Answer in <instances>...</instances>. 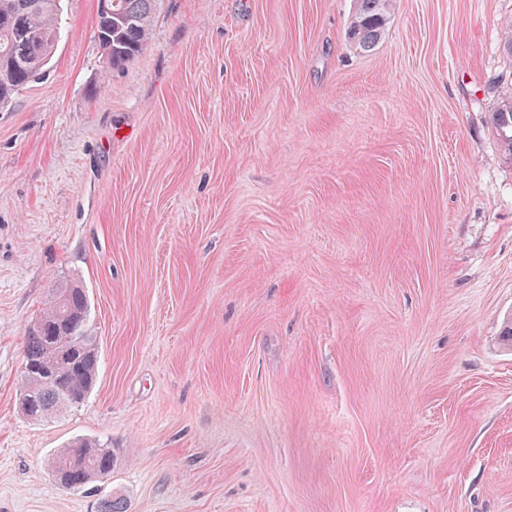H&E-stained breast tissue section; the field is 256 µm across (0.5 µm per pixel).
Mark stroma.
I'll list each match as a JSON object with an SVG mask.
<instances>
[{"label": "stroma", "mask_w": 512, "mask_h": 512, "mask_svg": "<svg viewBox=\"0 0 512 512\" xmlns=\"http://www.w3.org/2000/svg\"><path fill=\"white\" fill-rule=\"evenodd\" d=\"M165 0L106 69L60 0L0 109V512H512V0ZM86 288L84 404L22 415L24 338ZM76 438L118 461L55 485ZM348 39L360 50H371L383 37L391 19L393 0H356ZM492 121L500 132L505 150L512 156V92L502 98L496 112H492Z\"/></svg>", "instance_id": "stroma-1"}]
</instances>
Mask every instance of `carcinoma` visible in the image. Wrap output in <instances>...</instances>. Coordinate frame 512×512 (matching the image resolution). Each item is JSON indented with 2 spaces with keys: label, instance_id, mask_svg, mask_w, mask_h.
<instances>
[{
  "label": "carcinoma",
  "instance_id": "1",
  "mask_svg": "<svg viewBox=\"0 0 512 512\" xmlns=\"http://www.w3.org/2000/svg\"><path fill=\"white\" fill-rule=\"evenodd\" d=\"M60 0H0V99L7 102L45 71L61 39ZM348 39L361 50L372 49L391 19L393 0H356ZM163 0H112V24L97 21L96 37L107 68L121 69L145 47ZM492 121L512 156V92L502 98ZM63 288L67 309L49 302L26 333L19 401L22 414L41 421L81 406L97 377L98 350L92 336L85 290ZM117 457L109 440L79 438L54 461L60 487L80 491L112 474Z\"/></svg>",
  "mask_w": 512,
  "mask_h": 512
}]
</instances>
